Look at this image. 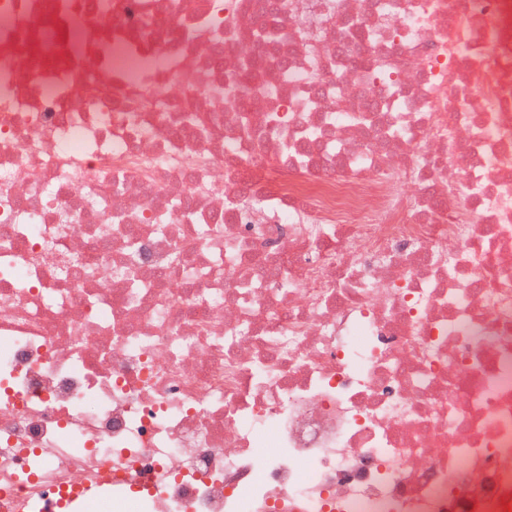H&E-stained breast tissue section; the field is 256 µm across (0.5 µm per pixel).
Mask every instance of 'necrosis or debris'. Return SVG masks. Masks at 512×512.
I'll return each instance as SVG.
<instances>
[{
    "label": "necrosis or debris",
    "instance_id": "1",
    "mask_svg": "<svg viewBox=\"0 0 512 512\" xmlns=\"http://www.w3.org/2000/svg\"><path fill=\"white\" fill-rule=\"evenodd\" d=\"M64 500L512 512V0H0V512Z\"/></svg>",
    "mask_w": 512,
    "mask_h": 512
}]
</instances>
